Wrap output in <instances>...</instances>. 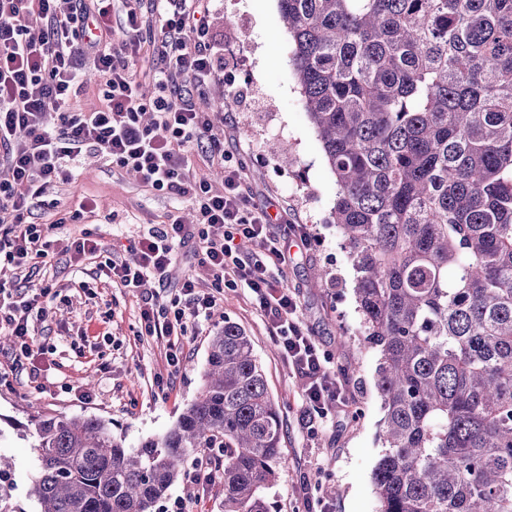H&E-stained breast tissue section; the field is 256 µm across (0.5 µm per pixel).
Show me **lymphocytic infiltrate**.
<instances>
[{
  "label": "lymphocytic infiltrate",
  "mask_w": 512,
  "mask_h": 512,
  "mask_svg": "<svg viewBox=\"0 0 512 512\" xmlns=\"http://www.w3.org/2000/svg\"><path fill=\"white\" fill-rule=\"evenodd\" d=\"M209 2L0 0V333L14 344L6 366L26 367L30 385H38L34 335L47 317L39 300L52 288L23 285L22 274L48 257L55 245L52 232L62 223L29 222L30 205L70 181L82 156L93 152L135 172L154 190L187 201L195 221L186 224L173 215L148 229L133 243V263L108 256L88 233L68 241L64 253L94 263L103 282L138 288L148 277H165L178 246L191 238L215 281L204 288L189 276L168 302L145 300L137 337L166 340V363L178 369L184 358L179 338L189 321L208 320L224 291L249 289L283 358L309 379L304 406L321 413L345 401L347 391L329 376L327 358L304 326L295 294L279 279L288 263L281 239L307 241L306 229L274 226L268 210L251 203L238 161L224 150L223 128L193 97L219 71ZM116 14L122 17L117 29ZM33 21L44 26L41 37L29 36ZM150 24L156 34L146 41L141 32ZM142 56L152 61L145 81L133 69ZM84 63L103 81L101 103L89 112L72 111L69 103L85 90L78 71ZM50 100L61 108L54 129L43 119ZM199 145L205 162L220 170L222 191L194 171L191 155Z\"/></svg>",
  "instance_id": "f902f5d3"
}]
</instances>
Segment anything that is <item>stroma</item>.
<instances>
[{
    "mask_svg": "<svg viewBox=\"0 0 512 512\" xmlns=\"http://www.w3.org/2000/svg\"><path fill=\"white\" fill-rule=\"evenodd\" d=\"M211 36L224 54V74L200 96V103L226 117L224 149L242 165V178L256 206L286 212L307 225L311 243L292 250L281 274L285 286L300 299L302 319L325 351L328 368L345 384V406L321 415L305 412V379L281 356L252 305L248 289L225 292L204 327L189 326L181 342L186 357L165 386L166 343L147 337L136 340L143 299L165 303L185 276L199 277L213 287L199 263L193 242L179 249L180 257L166 277L149 278L141 288L99 284L97 297L76 289L92 281L91 264L75 266L62 252L49 255L34 268L32 283L52 280L62 296L49 304V316L39 325L35 345L48 347L41 356L42 387L25 380H0V454L11 458L14 495L23 512H37L28 490L37 471L34 439L28 420L32 411L45 417L96 415L109 421L114 436L126 446L164 434L197 395L214 327L230 322L244 329L265 372L267 386L283 420L278 478L267 490L271 512H318L326 487L339 495L334 512H375L371 473L382 452L378 430L384 412L374 387L377 355L342 335L355 334L360 317L352 293L355 272L329 224L336 182L301 101L300 88L288 64V32L280 21L277 0H211ZM297 159L281 167L282 150ZM45 204L34 205L32 220L51 222L67 216L83 200H92L96 217L71 220L70 237L89 232L115 256L133 260L131 236L178 212L184 223L194 220L189 204L143 185L130 171L88 155L69 183L46 193ZM316 268L329 270L326 279L313 277ZM83 354H75V347Z\"/></svg>",
    "mask_w": 512,
    "mask_h": 512,
    "instance_id": "obj_1",
    "label": "stroma"
}]
</instances>
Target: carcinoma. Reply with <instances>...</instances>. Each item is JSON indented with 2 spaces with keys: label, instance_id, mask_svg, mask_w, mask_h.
<instances>
[{
  "label": "carcinoma",
  "instance_id": "cac0c4a2",
  "mask_svg": "<svg viewBox=\"0 0 512 512\" xmlns=\"http://www.w3.org/2000/svg\"><path fill=\"white\" fill-rule=\"evenodd\" d=\"M277 2L378 355L376 512H512V0ZM31 425L38 512H153L205 448L224 449L223 512H269L283 424L228 322L165 434ZM0 512H21L4 480Z\"/></svg>",
  "mask_w": 512,
  "mask_h": 512
}]
</instances>
